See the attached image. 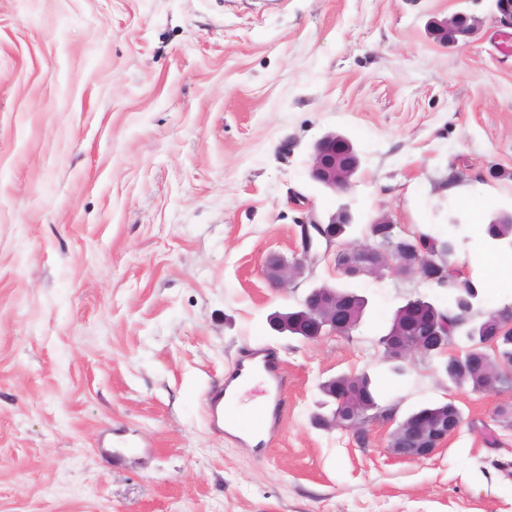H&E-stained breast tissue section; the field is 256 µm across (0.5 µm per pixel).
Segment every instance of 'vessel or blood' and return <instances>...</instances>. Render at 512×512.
Listing matches in <instances>:
<instances>
[{
  "label": "vessel or blood",
  "instance_id": "obj_1",
  "mask_svg": "<svg viewBox=\"0 0 512 512\" xmlns=\"http://www.w3.org/2000/svg\"><path fill=\"white\" fill-rule=\"evenodd\" d=\"M260 376L261 396L251 402L236 393L238 380ZM288 385L278 356L270 348H248L235 361L221 384L211 387L206 398L210 425L235 441L253 437L255 432L271 436L281 425L283 393Z\"/></svg>",
  "mask_w": 512,
  "mask_h": 512
}]
</instances>
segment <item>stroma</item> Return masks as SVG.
I'll return each instance as SVG.
<instances>
[{"instance_id": "1", "label": "stroma", "mask_w": 512, "mask_h": 512, "mask_svg": "<svg viewBox=\"0 0 512 512\" xmlns=\"http://www.w3.org/2000/svg\"><path fill=\"white\" fill-rule=\"evenodd\" d=\"M463 11L472 35L439 42ZM494 0H0V512H512V388L452 385L443 357L394 374L374 340L395 311L447 289L385 273L351 336L273 331L299 220L350 211L398 234L448 232L456 262L512 210V29ZM360 166L332 193L315 141ZM473 194L476 207L461 193ZM265 345L288 378L283 426L250 448L213 430L211 386ZM368 372L399 416L454 401L431 458L324 430L320 382ZM430 26L435 38L448 44V41L455 42L457 36L470 34L474 28V23L470 16L459 12L444 20H435ZM360 166L351 142L333 133L319 138L310 158V178L333 193H345Z\"/></svg>"}]
</instances>
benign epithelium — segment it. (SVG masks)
I'll return each mask as SVG.
<instances>
[{
    "instance_id": "1",
    "label": "benign epithelium",
    "mask_w": 512,
    "mask_h": 512,
    "mask_svg": "<svg viewBox=\"0 0 512 512\" xmlns=\"http://www.w3.org/2000/svg\"><path fill=\"white\" fill-rule=\"evenodd\" d=\"M471 17L459 12L444 20L431 23L432 32L439 41H456L471 33ZM360 166L351 142L333 133L319 138L310 158V178L333 193H345L352 187V177ZM348 210L341 209L323 223L314 217L301 222V256L291 261L278 253L266 257L262 275L271 287L284 290L300 278L307 269L318 265L332 255L336 270L351 278L378 275L388 269L401 276H417L423 281L444 286L448 284V253L456 247L438 249L425 242L421 234L401 236L396 225L382 216L369 224L367 240H347L336 231L338 224H350ZM271 326L289 331L307 340L323 336H349L355 328L352 307L336 301L333 288L310 289L291 312L273 315ZM484 336L482 346L497 350V338L505 330H512V306L492 312L490 318L480 322ZM448 321L438 319L426 301L410 300L403 306L402 318L395 321L390 335L404 336L399 358L409 360L415 356L448 355L447 363L461 364V354L448 352ZM353 377L340 378L331 386L330 398L342 407V412L324 418L323 426L342 427L356 433L364 430L372 409L369 400L353 393ZM461 423H448V418L431 409H424L396 423L392 432L395 441L415 444L413 448H392L395 456L420 461L434 456Z\"/></svg>"
}]
</instances>
